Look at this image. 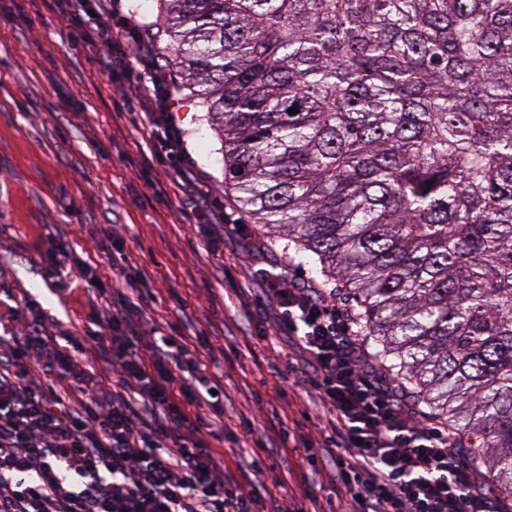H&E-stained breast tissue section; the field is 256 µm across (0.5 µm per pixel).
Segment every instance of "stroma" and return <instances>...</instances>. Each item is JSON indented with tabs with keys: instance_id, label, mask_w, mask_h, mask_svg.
<instances>
[{
	"instance_id": "obj_1",
	"label": "stroma",
	"mask_w": 512,
	"mask_h": 512,
	"mask_svg": "<svg viewBox=\"0 0 512 512\" xmlns=\"http://www.w3.org/2000/svg\"><path fill=\"white\" fill-rule=\"evenodd\" d=\"M114 9L156 34V57L134 66H160L163 89L147 83L128 95L83 41L59 50L72 24L53 0H0V306L28 298L56 335H105L102 315L117 285L112 258L123 256L154 296L148 323L190 345L206 337L196 356L228 396L227 463L284 425L307 439L308 449L264 456L267 479L284 484L276 502L286 505L303 484L306 451H321L324 419L312 368L262 317L269 300L256 273L285 269L297 284L335 289L352 314L360 308L308 254L240 212L224 184L221 142L158 34L156 0H115ZM164 102L178 112L184 149L158 155L146 115ZM204 212L211 223L201 222ZM53 248L90 266L104 292L60 290L69 268L50 266Z\"/></svg>"
}]
</instances>
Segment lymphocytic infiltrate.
I'll use <instances>...</instances> for the list:
<instances>
[{"instance_id": "obj_1", "label": "lymphocytic infiltrate", "mask_w": 512, "mask_h": 512, "mask_svg": "<svg viewBox=\"0 0 512 512\" xmlns=\"http://www.w3.org/2000/svg\"><path fill=\"white\" fill-rule=\"evenodd\" d=\"M98 41L134 57L149 52L135 22L112 21V0H55ZM278 325L308 355L312 388L328 411L327 456L288 512H320L315 479L329 471L351 512H496L460 462L453 433L428 426L362 349L355 320L328 288L265 274ZM150 294L136 281L113 289L105 353L122 388L88 379L78 337L60 345L33 302L0 312V512H254L273 498L253 453L244 480L211 447L224 397L187 345L141 338Z\"/></svg>"}]
</instances>
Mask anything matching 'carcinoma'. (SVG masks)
Masks as SVG:
<instances>
[{
    "label": "carcinoma",
    "instance_id": "1",
    "mask_svg": "<svg viewBox=\"0 0 512 512\" xmlns=\"http://www.w3.org/2000/svg\"><path fill=\"white\" fill-rule=\"evenodd\" d=\"M157 3L241 212L511 499L512 0Z\"/></svg>",
    "mask_w": 512,
    "mask_h": 512
}]
</instances>
